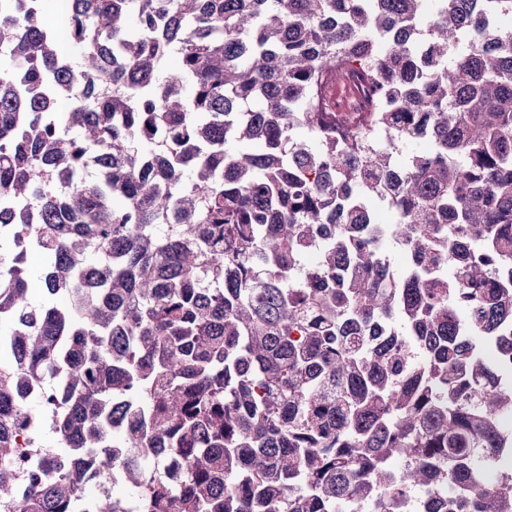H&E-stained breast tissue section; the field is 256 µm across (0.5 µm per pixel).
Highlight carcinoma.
Here are the masks:
<instances>
[{"mask_svg":"<svg viewBox=\"0 0 512 512\" xmlns=\"http://www.w3.org/2000/svg\"><path fill=\"white\" fill-rule=\"evenodd\" d=\"M49 2L0 0V512H122L85 448L138 512H512V0H68L70 55Z\"/></svg>","mask_w":512,"mask_h":512,"instance_id":"cac0c4a2","label":"carcinoma"}]
</instances>
